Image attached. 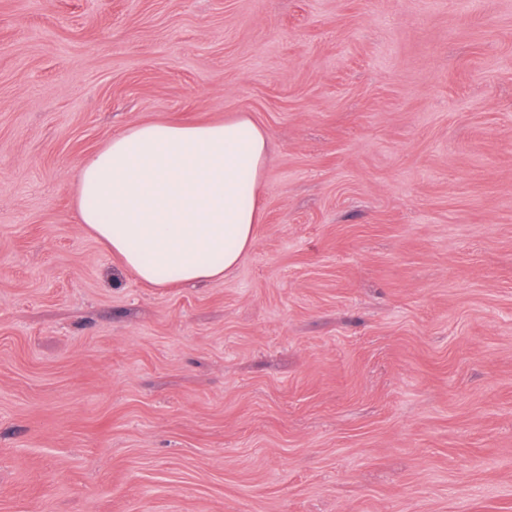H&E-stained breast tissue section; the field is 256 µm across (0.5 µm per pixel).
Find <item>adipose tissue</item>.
I'll return each instance as SVG.
<instances>
[{"label": "adipose tissue", "mask_w": 512, "mask_h": 512, "mask_svg": "<svg viewBox=\"0 0 512 512\" xmlns=\"http://www.w3.org/2000/svg\"><path fill=\"white\" fill-rule=\"evenodd\" d=\"M267 156L246 114L130 125L79 161L78 221L142 283L222 279L255 244Z\"/></svg>", "instance_id": "1"}]
</instances>
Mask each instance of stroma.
I'll return each instance as SVG.
<instances>
[{
  "label": "stroma",
  "instance_id": "35a3bbf8",
  "mask_svg": "<svg viewBox=\"0 0 512 512\" xmlns=\"http://www.w3.org/2000/svg\"><path fill=\"white\" fill-rule=\"evenodd\" d=\"M243 113L253 248L141 284L77 162ZM0 512H512V0H0Z\"/></svg>",
  "mask_w": 512,
  "mask_h": 512
}]
</instances>
